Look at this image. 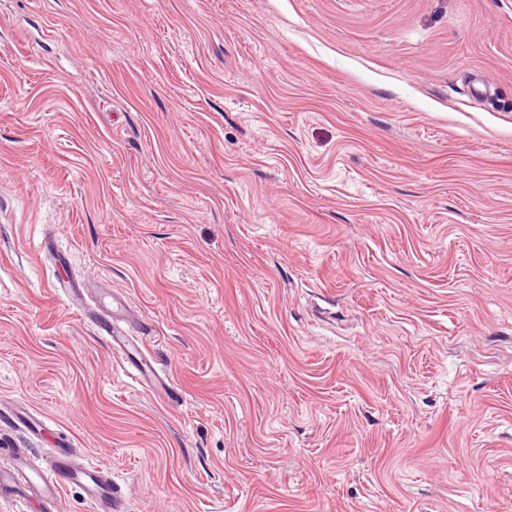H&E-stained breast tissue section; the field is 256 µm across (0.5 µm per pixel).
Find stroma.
<instances>
[{
	"mask_svg": "<svg viewBox=\"0 0 512 512\" xmlns=\"http://www.w3.org/2000/svg\"><path fill=\"white\" fill-rule=\"evenodd\" d=\"M61 440L126 512H512V0H0V448ZM107 308L92 314L100 335L108 340L112 350L120 355L124 363L134 368V376L141 386L172 394V386L156 371L155 359L145 352L143 336L128 333L126 326H129V320L124 304L112 298Z\"/></svg>",
	"mask_w": 512,
	"mask_h": 512,
	"instance_id": "1",
	"label": "stroma"
}]
</instances>
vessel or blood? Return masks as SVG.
Returning <instances> with one entry per match:
<instances>
[{
	"label": "vessel or blood",
	"instance_id": "obj_1",
	"mask_svg": "<svg viewBox=\"0 0 512 512\" xmlns=\"http://www.w3.org/2000/svg\"><path fill=\"white\" fill-rule=\"evenodd\" d=\"M98 331L124 363L135 370L144 387L171 393L172 387L156 370V361L146 353L142 337L126 329L127 310L120 301L95 313ZM78 487L93 512H124L122 492L104 467L77 461L74 448L59 445L48 463L39 465L23 452L0 449V503H35L41 512H57L56 503L64 487Z\"/></svg>",
	"mask_w": 512,
	"mask_h": 512
}]
</instances>
